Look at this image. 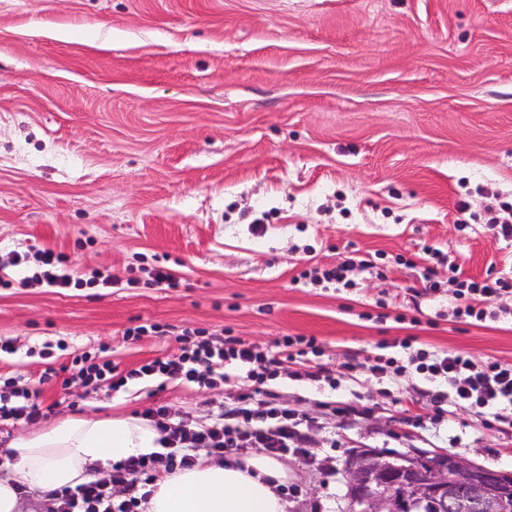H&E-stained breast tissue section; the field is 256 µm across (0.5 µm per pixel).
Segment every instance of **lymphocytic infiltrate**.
Returning a JSON list of instances; mask_svg holds the SVG:
<instances>
[{"mask_svg":"<svg viewBox=\"0 0 512 512\" xmlns=\"http://www.w3.org/2000/svg\"><path fill=\"white\" fill-rule=\"evenodd\" d=\"M404 265L417 270L424 290L435 292L442 284L452 285L457 318H496L490 302L512 292L511 270L482 280L466 278L450 254L431 246L424 247L419 260L408 259ZM177 341V353L121 373L111 361L99 362L91 353H82L72 361L69 380L115 392L146 378L178 379L214 388L228 383L233 369L258 381L275 378L282 362L293 360L294 346L315 347L314 339L286 336L276 341L277 351L271 355L235 337L206 338L198 331L183 332ZM400 348L403 358H387V365L393 366L395 374L413 372L434 383L429 397L437 408L467 405L512 426L511 364L479 362L458 352L416 350L408 338ZM39 397L34 380L5 379L0 383V422L15 426L37 421L42 416ZM142 417L160 432V450L116 462L100 476L56 491L49 512H144L147 488L162 473L192 467L200 455L220 458L235 448H261L274 456L294 454L309 442L316 423L315 418L279 404L276 394L258 400L250 392L220 402L204 420L188 412L173 415L166 405L147 408Z\"/></svg>","mask_w":512,"mask_h":512,"instance_id":"f902f5d3","label":"lymphocytic infiltrate"}]
</instances>
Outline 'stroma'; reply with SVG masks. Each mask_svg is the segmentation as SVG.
<instances>
[{"label":"stroma","instance_id":"35a3bbf8","mask_svg":"<svg viewBox=\"0 0 512 512\" xmlns=\"http://www.w3.org/2000/svg\"><path fill=\"white\" fill-rule=\"evenodd\" d=\"M494 195L512 200V0H0V336L16 348L0 376L40 379L103 345L126 371L189 328L263 351L315 338L337 379L287 363L260 383L94 393L57 377L50 414L12 433L156 400L204 419L251 389L319 419L281 458L287 512H348L343 462L362 449L512 472L511 427L468 406L437 417L420 377L370 370L408 337L512 364V320L453 318L451 288L425 292L396 263L427 244L472 277L512 266V245L458 223V202L477 218ZM46 249L119 282L34 281ZM352 251L382 253L380 273L300 282ZM159 262L176 286L148 285ZM333 402L364 416L344 423Z\"/></svg>","mask_w":512,"mask_h":512}]
</instances>
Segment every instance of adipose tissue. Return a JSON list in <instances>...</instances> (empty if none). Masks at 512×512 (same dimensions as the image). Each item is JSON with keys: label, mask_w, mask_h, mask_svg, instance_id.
I'll return each mask as SVG.
<instances>
[{"label": "adipose tissue", "mask_w": 512, "mask_h": 512, "mask_svg": "<svg viewBox=\"0 0 512 512\" xmlns=\"http://www.w3.org/2000/svg\"><path fill=\"white\" fill-rule=\"evenodd\" d=\"M159 432L132 417H70L11 443L15 480L0 481V512H21L18 485L50 494L83 483L97 463L153 452ZM288 469L255 453L239 463L198 462L160 477L152 486L147 512H286L279 488Z\"/></svg>", "instance_id": "obj_1"}]
</instances>
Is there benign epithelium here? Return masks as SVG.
Here are the masks:
<instances>
[{
  "label": "benign epithelium",
  "mask_w": 512,
  "mask_h": 512,
  "mask_svg": "<svg viewBox=\"0 0 512 512\" xmlns=\"http://www.w3.org/2000/svg\"><path fill=\"white\" fill-rule=\"evenodd\" d=\"M344 472L352 489L349 512H413L423 507L448 512L453 506L450 492L459 485L474 488L492 512L499 495L512 486L509 472L445 454L410 458L353 453Z\"/></svg>",
  "instance_id": "1"
}]
</instances>
